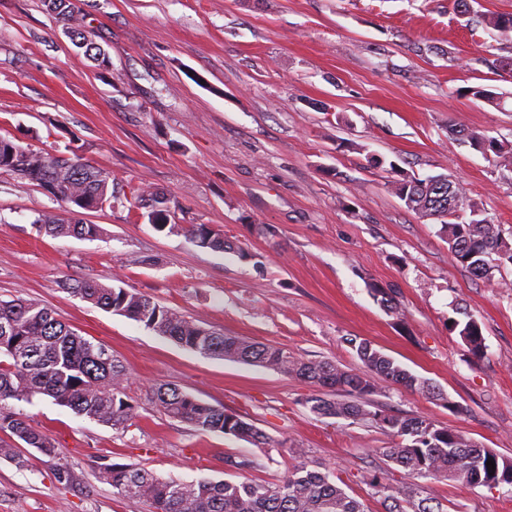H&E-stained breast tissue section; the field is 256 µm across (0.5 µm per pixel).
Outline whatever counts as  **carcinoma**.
I'll list each match as a JSON object with an SVG mask.
<instances>
[{"label": "carcinoma", "mask_w": 512, "mask_h": 512, "mask_svg": "<svg viewBox=\"0 0 512 512\" xmlns=\"http://www.w3.org/2000/svg\"><path fill=\"white\" fill-rule=\"evenodd\" d=\"M47 5L64 22L74 45L84 49L97 68L111 65L109 53L86 31L73 0H48ZM486 29L499 32L501 44L512 48V15L488 17ZM466 140L493 165L512 168V144L477 132L467 134ZM0 170L36 184L60 204V209L45 211L34 220L52 237L97 236L98 226L83 223L79 219L81 211L106 204L119 193L112 183V172L92 165L74 151L65 154L33 150L2 135ZM390 172L394 174L395 194L406 208L440 222L453 257L473 277L490 281L494 267L512 265V243L502 237L499 225L484 216L459 184H454L450 191L448 185L435 184L431 177L404 175L394 163L390 164ZM123 198L130 209L146 210L149 223L158 231H181L201 248L232 249L223 235L205 224H177V203L162 191L133 187ZM63 287L94 306L142 323L194 352L260 366L310 383L320 390L309 399L312 412L319 416L368 422L399 437L401 443L385 449V456L405 471L409 482L392 490L376 476L371 480L377 492L384 494L385 512H406L405 502L417 503L413 512H443L438 505L429 506L428 498L414 501L418 478L490 489L512 487L511 460L448 427H439L421 417L388 414L374 406L371 397L387 383L428 395L434 394V388L366 341L348 340L361 366L346 369L329 361L297 357L283 348L212 331L146 295L119 285L89 279L66 282ZM369 292L388 313L404 320V311L388 292L374 285L369 286ZM453 326L459 329L471 355L481 357L485 344L479 321L469 315L463 323L453 321ZM125 381L126 371L118 360L57 319L41 302L24 298L0 301V433L12 440L0 445V457L23 467L28 462L24 451L31 449L54 460L56 484L72 486L75 473L57 459L52 435L12 411L9 402L48 398L79 416L124 429L136 415L135 407L121 397ZM151 399L164 415L196 431L218 432L260 448L288 452L282 441L263 433L244 417L178 387L156 383L151 387ZM489 459L495 462L493 471L487 467ZM97 469L99 478L116 493L147 501L154 512H365L360 501L330 480L329 473L305 464L289 467L277 483L163 479L144 468L106 458L101 459Z\"/></svg>", "instance_id": "cac0c4a2"}]
</instances>
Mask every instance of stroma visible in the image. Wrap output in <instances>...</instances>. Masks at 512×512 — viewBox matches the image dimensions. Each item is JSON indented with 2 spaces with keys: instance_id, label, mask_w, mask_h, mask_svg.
Instances as JSON below:
<instances>
[{
  "instance_id": "1",
  "label": "stroma",
  "mask_w": 512,
  "mask_h": 512,
  "mask_svg": "<svg viewBox=\"0 0 512 512\" xmlns=\"http://www.w3.org/2000/svg\"><path fill=\"white\" fill-rule=\"evenodd\" d=\"M111 58L95 69L44 0H0V134L33 149H74L115 187L149 186L179 203L176 223L206 224L230 250L161 233L127 204L83 212L94 239L50 237L35 223L57 202L0 171V299L33 298L125 367L124 429L51 401L15 404L51 433L76 475L55 484L49 458L0 459V512H152L99 480V458L190 481L277 482L305 462L328 468L367 512H384L367 477L406 478L384 449L397 438L359 420L311 412L307 382L214 359L104 311L65 281L120 279L216 331L348 368L358 337L427 379L433 398L391 385L376 401L428 419L512 459V266L475 279L437 221L393 193L387 162L447 175L512 241V170L463 139L512 143V53L484 17L512 0H74ZM484 86L499 108L467 95ZM393 295L404 320L368 292ZM482 323L474 358L452 322ZM166 382L251 420L289 452L202 433L160 413ZM444 512H512L506 489L420 479Z\"/></svg>"
}]
</instances>
